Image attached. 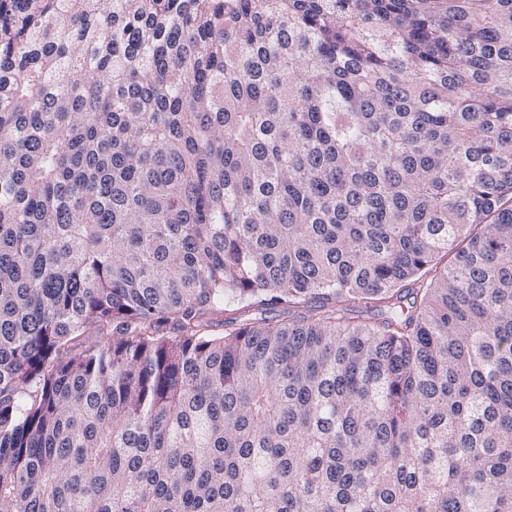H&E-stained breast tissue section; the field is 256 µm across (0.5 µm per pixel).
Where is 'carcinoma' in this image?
<instances>
[{
  "mask_svg": "<svg viewBox=\"0 0 512 512\" xmlns=\"http://www.w3.org/2000/svg\"><path fill=\"white\" fill-rule=\"evenodd\" d=\"M0 512H512V0H0Z\"/></svg>",
  "mask_w": 512,
  "mask_h": 512,
  "instance_id": "cac0c4a2",
  "label": "carcinoma"
}]
</instances>
